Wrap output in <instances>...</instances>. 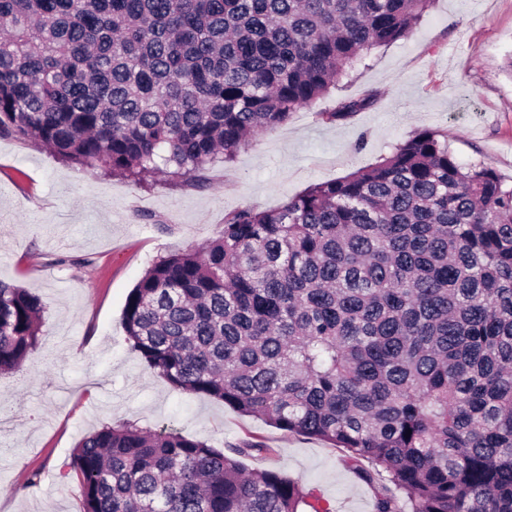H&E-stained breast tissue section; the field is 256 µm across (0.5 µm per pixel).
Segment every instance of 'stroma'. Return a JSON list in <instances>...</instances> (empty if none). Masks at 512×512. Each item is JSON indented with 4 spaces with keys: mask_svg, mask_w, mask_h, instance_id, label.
<instances>
[{
    "mask_svg": "<svg viewBox=\"0 0 512 512\" xmlns=\"http://www.w3.org/2000/svg\"><path fill=\"white\" fill-rule=\"evenodd\" d=\"M510 54L512 0H434L409 37L372 50L337 91L212 166L204 189L163 177L141 187L0 138V280L45 307L37 348L22 370L0 376V404L11 409L0 418V512H83L77 480L60 479L59 468L89 433L126 422L169 426L218 449L262 442L267 451L245 458L249 469L288 474L333 512H372L373 493L345 449L174 390L128 341L126 299L156 259L216 236L225 213L277 208L421 129L447 134L461 163L483 161L511 181ZM369 92L368 109L321 120L339 99Z\"/></svg>",
    "mask_w": 512,
    "mask_h": 512,
    "instance_id": "35a3bbf8",
    "label": "stroma"
}]
</instances>
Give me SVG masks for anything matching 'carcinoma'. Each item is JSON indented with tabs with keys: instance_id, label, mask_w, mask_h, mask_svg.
<instances>
[{
	"instance_id": "obj_1",
	"label": "carcinoma",
	"mask_w": 512,
	"mask_h": 512,
	"mask_svg": "<svg viewBox=\"0 0 512 512\" xmlns=\"http://www.w3.org/2000/svg\"><path fill=\"white\" fill-rule=\"evenodd\" d=\"M433 0H0V138L135 184L206 187L249 137L328 95ZM341 99L329 121L368 108ZM40 297L0 280V374ZM123 327L173 389L348 452L374 512H512V183L423 130L275 210L224 214L154 262ZM269 451L164 427L83 439V512H330Z\"/></svg>"
}]
</instances>
